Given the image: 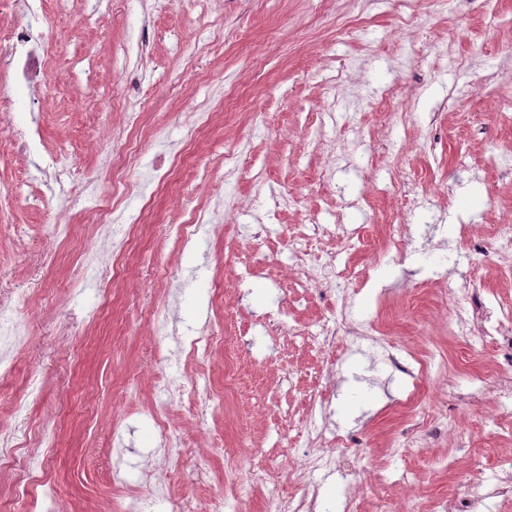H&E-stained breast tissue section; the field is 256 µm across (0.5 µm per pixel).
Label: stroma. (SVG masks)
I'll list each match as a JSON object with an SVG mask.
<instances>
[{
    "mask_svg": "<svg viewBox=\"0 0 512 512\" xmlns=\"http://www.w3.org/2000/svg\"><path fill=\"white\" fill-rule=\"evenodd\" d=\"M357 16L367 27H348ZM31 21L60 39L43 62L50 94L16 87L0 117V279L15 288L14 319L30 339L0 380V409L26 380L41 381L34 414L51 415L55 432L41 461L59 497L81 512H121L134 489L142 512H172L175 499L203 512L220 495L224 512H263L271 492L302 493L283 446L286 415L300 409L320 360L301 341L271 336L261 317L276 299L296 327L329 315L323 283L301 287L290 275L288 241L304 234L350 270L353 318L428 366L413 379L368 344L340 350L329 422L349 435L346 465L363 480L352 494L338 475H317L316 512H341L348 498L354 512H405V472L426 510L483 492L512 456V386L498 384L511 361L475 355L446 318L480 303L512 320L502 254L512 169L498 163L512 144V0H43L34 20L24 0H0V57L11 52L6 31ZM135 112L152 115L153 144L132 164L112 163ZM198 112L224 120L193 134ZM14 128L39 132L65 156L60 178L45 176L44 154L13 153ZM174 155L191 162L158 188L157 161ZM109 164L136 188L117 223L145 198L166 225L186 220L182 200L220 199L223 238L203 224L196 247L182 251L173 235L145 233L116 288L72 274L69 259L98 238L79 217L108 200ZM284 196L292 205L280 207ZM71 221L62 242L53 226ZM382 224L405 225L400 247L380 240L369 252L341 251L343 231L370 235ZM463 224L476 246L469 296L447 298L443 310ZM18 225L28 230L21 248ZM211 303L224 315L213 332L248 345L242 395L204 414L174 396L170 421L184 448L168 501L139 480L158 463L151 381L218 371L215 359H163ZM160 308L168 332L155 336L149 318ZM433 404L470 426V441L448 436L421 455L402 453L419 410ZM203 439L235 450L232 482L223 460L199 450ZM256 448L281 467L242 495L235 483L248 480Z\"/></svg>",
    "mask_w": 512,
    "mask_h": 512,
    "instance_id": "stroma-1",
    "label": "stroma"
}]
</instances>
